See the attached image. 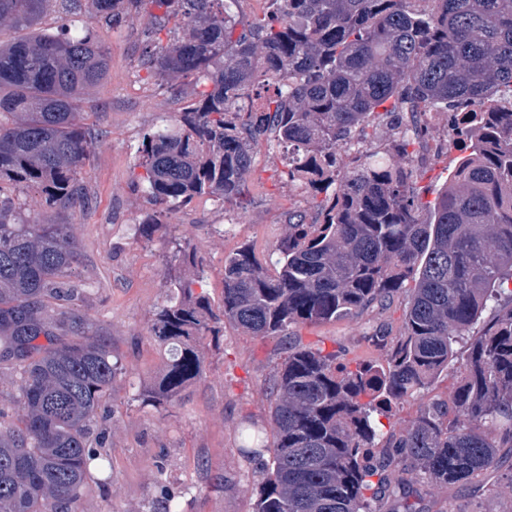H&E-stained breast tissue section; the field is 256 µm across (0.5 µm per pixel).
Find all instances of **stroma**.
<instances>
[{"instance_id":"35a3bbf8","label":"stroma","mask_w":512,"mask_h":512,"mask_svg":"<svg viewBox=\"0 0 512 512\" xmlns=\"http://www.w3.org/2000/svg\"><path fill=\"white\" fill-rule=\"evenodd\" d=\"M85 18L83 9L66 0H48L37 23L23 31L0 25V41L22 35L57 32L66 22ZM96 38L109 52V68L97 84L85 87L80 105L95 137L85 182L90 202L72 209L48 207L40 195L11 186L25 217L40 224H69L81 250L72 279L85 288L81 311L111 345L124 367L101 409L97 425L112 465V479L93 485L77 512H149L153 502L175 496L182 512H253L262 475L258 458L242 450V432L251 426L272 444L270 384L287 355L289 338L337 352L341 359L386 367L384 350L373 335L401 336L414 286L375 301L352 316L320 324L291 326L287 336H251L233 326L203 340V374L174 401L141 405L138 392L152 389L167 357L150 335L156 308L168 294L164 277L176 250L195 256L202 273L195 285L213 310L224 301V258L250 246L267 259L283 236L292 212L315 221V202L282 179L281 151L260 142L247 178L249 204L240 210L202 197L171 211L153 241L140 237L138 226L153 206L138 187V149L145 132L173 122L202 90L194 78H160L143 65L146 48L166 45L155 11L144 6L121 26L96 27ZM419 163L421 201L435 198L460 156L448 147L443 113L428 116V132ZM468 341L458 346L457 361L425 389L393 403L377 417L382 435L400 433L420 410L435 400L449 401L457 386L458 361ZM424 512H512V450L503 449L498 470L464 487L411 480Z\"/></svg>"}]
</instances>
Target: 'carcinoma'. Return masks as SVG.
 I'll use <instances>...</instances> for the list:
<instances>
[{"mask_svg":"<svg viewBox=\"0 0 512 512\" xmlns=\"http://www.w3.org/2000/svg\"><path fill=\"white\" fill-rule=\"evenodd\" d=\"M48 0H0V22L33 26ZM238 0H86L73 29L0 44V184L37 187L53 208L88 201L89 133L80 90L99 82L108 50L93 24L115 26L146 4L176 21L170 42L147 53L161 78L209 86L173 124L147 131L140 182L159 216L207 196L244 208L256 147L286 160L281 177L317 201L323 220L288 217L266 263L247 245L224 258V307L214 313L184 273L150 334L167 361L144 405L173 401L203 370L200 340L228 323L279 336L299 323L357 313L415 279L404 332L375 336L388 369L340 362L298 341L271 387L272 463L253 512H376L395 468L439 485H466L512 448V0H269L243 20ZM404 123L388 152L368 148L338 173L369 115ZM448 114L464 156L425 206L410 147L422 117ZM69 224H37L0 205V363L19 368L17 422L0 426V512H75L91 465L104 397L121 361L79 309L85 290ZM494 302L498 310L462 365L451 403L434 401L378 447L373 414L448 369L455 346Z\"/></svg>","mask_w":512,"mask_h":512,"instance_id":"carcinoma-1","label":"carcinoma"}]
</instances>
